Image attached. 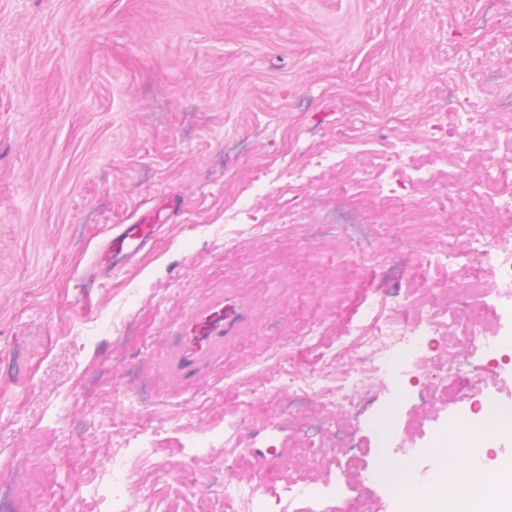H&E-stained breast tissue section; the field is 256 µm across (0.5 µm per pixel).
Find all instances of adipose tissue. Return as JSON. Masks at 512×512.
Segmentation results:
<instances>
[{
  "instance_id": "adipose-tissue-1",
  "label": "adipose tissue",
  "mask_w": 512,
  "mask_h": 512,
  "mask_svg": "<svg viewBox=\"0 0 512 512\" xmlns=\"http://www.w3.org/2000/svg\"><path fill=\"white\" fill-rule=\"evenodd\" d=\"M511 436V412L461 421L437 434L427 477H400L384 456L371 478L394 483L398 512H512V454L494 452Z\"/></svg>"
}]
</instances>
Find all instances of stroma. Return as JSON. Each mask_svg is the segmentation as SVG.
I'll return each instance as SVG.
<instances>
[{
    "label": "stroma",
    "instance_id": "35a3bbf8",
    "mask_svg": "<svg viewBox=\"0 0 512 512\" xmlns=\"http://www.w3.org/2000/svg\"><path fill=\"white\" fill-rule=\"evenodd\" d=\"M461 105L482 113L498 164L512 138V0H0V484L12 488L0 512L35 498L40 512H98L86 476L130 424L129 397L156 442L131 503L162 468L179 512H205L230 469L263 481L264 512H359L365 499L396 512L391 484L344 482L336 462L321 474L335 493L303 491L307 468L281 470L280 444L289 421L313 437L321 426L284 390L255 419L244 390L284 364L320 366L378 301L416 319L422 288L440 316L461 313L443 289L469 267L465 240L488 226V204L463 169L453 206L430 210L442 188L409 182L390 154L423 137L441 162ZM340 134L352 152L313 167ZM403 192L423 222L379 200ZM149 209L150 250L85 287L113 226ZM254 224L268 239H251ZM434 249L453 262L426 265ZM221 297L246 311L236 335L200 381L172 383L165 359ZM415 355L399 350L353 416L364 472L384 454L429 470L437 432L471 414L422 406L420 392L468 389L487 355L413 377ZM192 432L212 444L194 461L179 451Z\"/></svg>",
    "mask_w": 512,
    "mask_h": 512
}]
</instances>
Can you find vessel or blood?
<instances>
[{"instance_id":"vessel-or-blood-1","label":"vessel or blood","mask_w":512,"mask_h":512,"mask_svg":"<svg viewBox=\"0 0 512 512\" xmlns=\"http://www.w3.org/2000/svg\"><path fill=\"white\" fill-rule=\"evenodd\" d=\"M151 228L146 224H128L114 234L97 255L88 283H96L100 272L124 265L142 252L151 241ZM244 316L224 307L223 300L207 304L192 318L190 335L181 337L175 354L167 361L164 372L180 383L200 379L205 367L224 349L225 340L233 337Z\"/></svg>"}]
</instances>
